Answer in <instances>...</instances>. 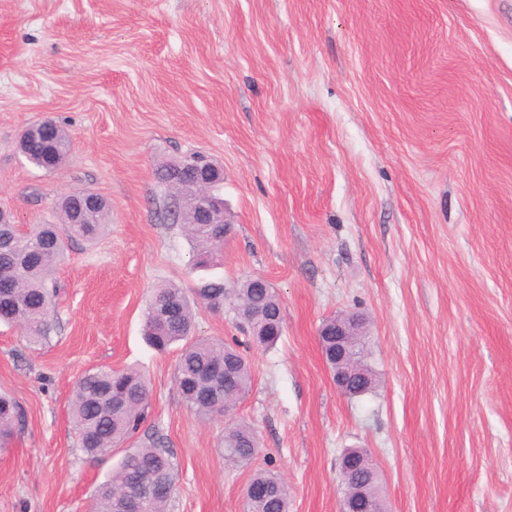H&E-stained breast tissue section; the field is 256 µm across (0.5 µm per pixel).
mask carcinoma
Masks as SVG:
<instances>
[{
  "instance_id": "carcinoma-1",
  "label": "carcinoma",
  "mask_w": 512,
  "mask_h": 512,
  "mask_svg": "<svg viewBox=\"0 0 512 512\" xmlns=\"http://www.w3.org/2000/svg\"><path fill=\"white\" fill-rule=\"evenodd\" d=\"M47 131L40 137L27 129L20 136V149L36 168L49 173L67 158L71 142L65 131L46 121ZM60 222L38 224L27 236L15 235L10 224H0V323L20 328L28 341L37 344L48 339L53 329L50 319L56 290L49 288L52 275L65 259L67 241L82 238L93 241L107 225L106 201L99 200L76 223L74 213L63 200L59 204ZM187 239L196 251V265L208 267L217 258L224 241L222 224H183ZM196 299L213 309L224 306L229 295L238 306H252L263 316L248 324L255 342L263 347L276 345L281 337L276 319L279 297L272 288H251L249 282L228 289L221 280L204 282L194 290ZM196 308L187 291L175 284L155 289L144 315V336L158 351L181 345L175 380L183 402L199 419L211 421L224 415L225 406H235L250 390L252 367L238 350L219 339L194 335ZM217 367L229 369L234 377L233 395L224 399V386L212 381ZM150 390L144 374L133 368L115 370L96 367L85 371L71 398L70 413L79 447L91 458L110 455L131 440L146 419ZM24 422L15 399L0 393V449L10 445ZM255 430L247 423H236L224 430L221 452L231 465H247L256 454ZM159 479L171 488V495L148 500L142 512H168L177 491L178 468L173 453L155 438L136 448H128L112 477L101 483L94 498V512H122L120 498L146 481ZM279 478L257 470L250 482L271 489L266 497L246 499V512H288V487L277 485Z\"/></svg>"
}]
</instances>
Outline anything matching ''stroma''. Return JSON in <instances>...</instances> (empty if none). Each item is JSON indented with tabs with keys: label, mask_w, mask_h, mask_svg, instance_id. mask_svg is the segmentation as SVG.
<instances>
[{
	"label": "stroma",
	"mask_w": 512,
	"mask_h": 512,
	"mask_svg": "<svg viewBox=\"0 0 512 512\" xmlns=\"http://www.w3.org/2000/svg\"><path fill=\"white\" fill-rule=\"evenodd\" d=\"M45 119L71 140L51 173L18 148ZM190 153L224 172L232 231L208 269L160 217L155 170ZM80 190L109 228L69 242L49 338L0 325V392L25 416L0 450V512H90L123 452L87 457L69 402L101 366L147 378L134 441L172 450L171 512H244L259 469L287 481L289 512H338L349 448L390 512H512V0H0V205L52 224ZM257 274L282 302L274 348L196 314L197 336L252 363L231 419L259 447L233 467L227 421L186 408L143 315L159 285ZM339 312L366 322L360 397L318 340Z\"/></svg>",
	"instance_id": "stroma-1"
}]
</instances>
